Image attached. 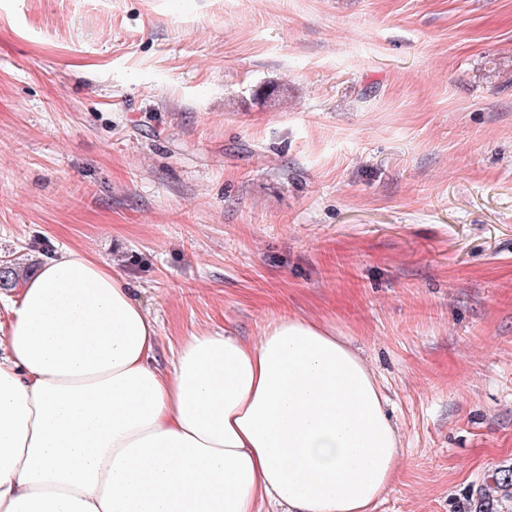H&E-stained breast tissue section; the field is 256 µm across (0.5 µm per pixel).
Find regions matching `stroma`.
Here are the masks:
<instances>
[{
	"label": "stroma",
	"mask_w": 512,
	"mask_h": 512,
	"mask_svg": "<svg viewBox=\"0 0 512 512\" xmlns=\"http://www.w3.org/2000/svg\"><path fill=\"white\" fill-rule=\"evenodd\" d=\"M68 247L183 336H351L375 512H512V0H0V261Z\"/></svg>",
	"instance_id": "stroma-1"
}]
</instances>
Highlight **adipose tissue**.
<instances>
[{
	"instance_id": "1",
	"label": "adipose tissue",
	"mask_w": 512,
	"mask_h": 512,
	"mask_svg": "<svg viewBox=\"0 0 512 512\" xmlns=\"http://www.w3.org/2000/svg\"><path fill=\"white\" fill-rule=\"evenodd\" d=\"M0 512H373L402 447L374 371L335 326L256 341L158 323L63 249L0 305Z\"/></svg>"
}]
</instances>
